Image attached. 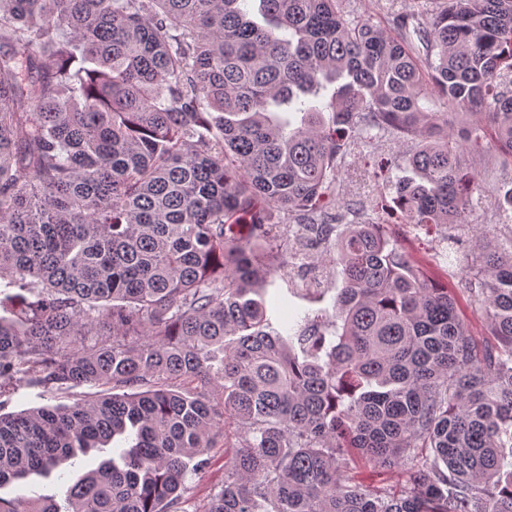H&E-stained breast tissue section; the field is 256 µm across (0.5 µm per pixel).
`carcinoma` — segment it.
Listing matches in <instances>:
<instances>
[{
  "label": "carcinoma",
  "mask_w": 512,
  "mask_h": 512,
  "mask_svg": "<svg viewBox=\"0 0 512 512\" xmlns=\"http://www.w3.org/2000/svg\"><path fill=\"white\" fill-rule=\"evenodd\" d=\"M394 25L342 0H0V406L112 389L0 413V487L126 443L64 503L0 512H188L220 440L194 512H512V244H474L481 347L400 244L322 212L374 131L417 141L406 223H470L465 162L512 165V0ZM280 214L334 240L330 317L280 307ZM103 389L104 388L101 387L81 386L68 391L59 392L55 390L45 391L42 388H23L20 389L18 394L12 398L11 402L5 406L3 412H17L29 407L46 404L72 405L99 394L98 392ZM210 464L195 476H189L186 485L190 488L186 497L190 499L192 511L194 507L202 509L211 493L217 492L224 483V447L213 448Z\"/></svg>",
  "instance_id": "cac0c4a2"
}]
</instances>
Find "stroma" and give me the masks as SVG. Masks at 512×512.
I'll return each instance as SVG.
<instances>
[{
	"label": "stroma",
	"instance_id": "1",
	"mask_svg": "<svg viewBox=\"0 0 512 512\" xmlns=\"http://www.w3.org/2000/svg\"><path fill=\"white\" fill-rule=\"evenodd\" d=\"M442 6V0H347L346 7L354 15L372 19L382 26H389L394 14L416 10L430 17ZM409 148L407 142L389 136L374 137L354 142L341 161L338 175L326 205L347 210L351 224H369L384 220L389 232L415 257L427 274L437 283L449 286L455 295L460 315L472 336L485 340L489 336L487 323L475 308L466 273L463 249L471 248L475 235L490 231L492 238L501 244L512 242V212H504L499 200L512 188V169L502 165L495 152L489 151L472 165L481 189V202L473 212L471 225L448 226L446 229L427 231L406 223L400 210L394 209L396 182L400 170L388 176L369 178L366 173L370 157H399ZM93 386H81L68 391L41 388L20 389L6 406L7 411L17 412L29 407L46 404L71 405L97 395ZM85 468L84 463L66 469L62 479L46 480L30 476L22 486L10 485L0 489V496L11 498L17 494L29 497L63 494ZM224 482V451L216 448L202 472L189 477L186 484L193 507L200 508L211 493L219 491Z\"/></svg>",
	"mask_w": 512,
	"mask_h": 512
}]
</instances>
